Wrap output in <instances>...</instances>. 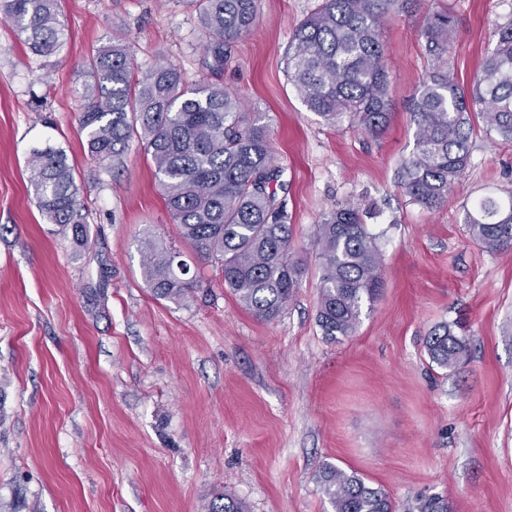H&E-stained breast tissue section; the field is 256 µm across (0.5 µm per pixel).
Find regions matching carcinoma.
<instances>
[{
    "label": "carcinoma",
    "instance_id": "carcinoma-1",
    "mask_svg": "<svg viewBox=\"0 0 512 512\" xmlns=\"http://www.w3.org/2000/svg\"><path fill=\"white\" fill-rule=\"evenodd\" d=\"M211 60L207 77L187 84L176 64L135 70L133 44L123 38L93 51L86 71L79 127L88 155L106 172L120 170L132 144L150 156L172 223L181 238L215 268L224 286L257 318H278L300 286L302 263L294 257L285 200L278 197L282 170L268 127L244 111L241 99L217 79L224 46L256 25L258 0H195ZM410 0H321L297 27L285 53L288 80L307 110L336 124L347 117L378 138L389 127L392 103L382 29ZM0 16L25 34L32 55L49 59L65 43L59 0H0ZM417 37L432 67L415 90L409 112L415 148L400 167V185L426 209L446 202L470 157L473 119L487 134L512 142V21L493 30L495 45L469 84L451 60L456 39L452 14L427 16ZM29 185L42 215L70 231L75 245L89 241L88 213L79 200L73 169L60 148L30 152ZM474 241L490 252L512 248V191L480 199L465 212ZM313 244L321 260L317 323L323 336L352 335L365 304L381 291V253L354 203L323 214ZM141 270L158 300L180 303L200 291L187 278L180 253L151 232L141 240ZM440 369L456 365L466 343L448 324L426 341ZM333 512H394L388 493L355 471L325 464L318 473ZM203 512H247L245 503L215 494ZM415 512H450L448 498L417 499Z\"/></svg>",
    "mask_w": 512,
    "mask_h": 512
}]
</instances>
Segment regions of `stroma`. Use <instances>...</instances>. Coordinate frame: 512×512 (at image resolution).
I'll list each match as a JSON object with an SVG mask.
<instances>
[{
	"instance_id": "1",
	"label": "stroma",
	"mask_w": 512,
	"mask_h": 512,
	"mask_svg": "<svg viewBox=\"0 0 512 512\" xmlns=\"http://www.w3.org/2000/svg\"><path fill=\"white\" fill-rule=\"evenodd\" d=\"M317 4L260 0L221 71L269 129L304 266L273 321L182 241L142 150L119 174L102 172L78 127L85 59L114 22L138 65L203 77L192 0H63L67 41L47 61L0 19V512H202L218 492L248 512H332L316 482L327 463L383 488L396 512L433 494L451 512H512V250L485 251L464 222L479 198L512 192V143L475 127L469 166L437 209L398 185L415 143L408 106L431 67L418 26L448 7L467 81L512 0H413L386 19L392 120L378 138L327 124L288 81L290 38ZM48 143L74 168L87 247L36 206L26 159ZM346 202L368 213L383 287L352 335L332 342L317 324L313 240L321 215ZM147 231L182 253L204 292L152 297L138 253ZM443 323L467 344L448 370L425 349Z\"/></svg>"
}]
</instances>
